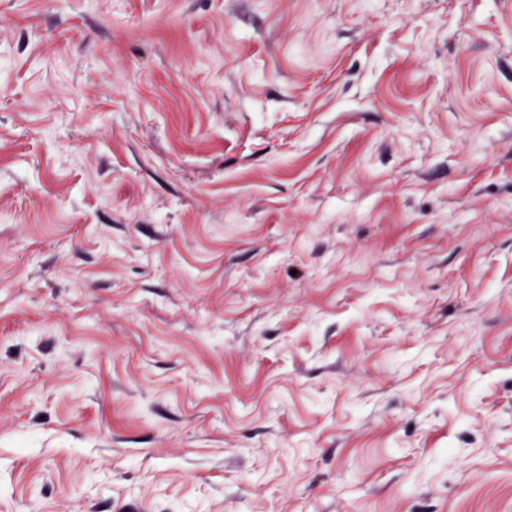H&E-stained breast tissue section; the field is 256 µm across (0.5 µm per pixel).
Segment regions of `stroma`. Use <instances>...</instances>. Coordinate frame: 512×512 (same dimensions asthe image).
I'll use <instances>...</instances> for the list:
<instances>
[{
    "label": "stroma",
    "mask_w": 512,
    "mask_h": 512,
    "mask_svg": "<svg viewBox=\"0 0 512 512\" xmlns=\"http://www.w3.org/2000/svg\"><path fill=\"white\" fill-rule=\"evenodd\" d=\"M0 512H512V0H0Z\"/></svg>",
    "instance_id": "1"
}]
</instances>
